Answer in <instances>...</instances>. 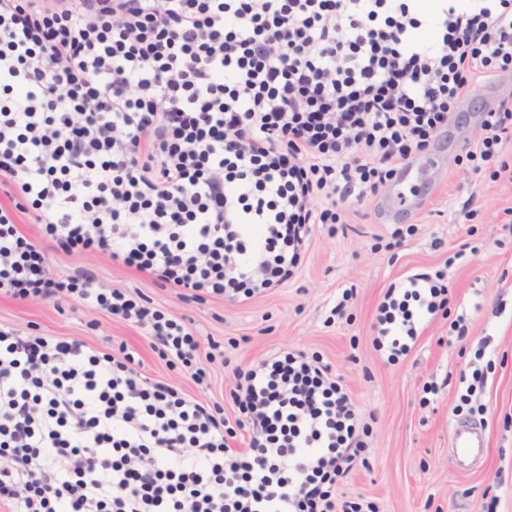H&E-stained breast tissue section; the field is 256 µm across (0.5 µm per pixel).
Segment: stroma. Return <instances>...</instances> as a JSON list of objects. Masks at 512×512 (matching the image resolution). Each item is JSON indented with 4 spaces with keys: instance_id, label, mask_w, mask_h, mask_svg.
<instances>
[{
    "instance_id": "1",
    "label": "stroma",
    "mask_w": 512,
    "mask_h": 512,
    "mask_svg": "<svg viewBox=\"0 0 512 512\" xmlns=\"http://www.w3.org/2000/svg\"><path fill=\"white\" fill-rule=\"evenodd\" d=\"M478 89L461 100L435 139L439 162L422 171L420 206L392 218L379 195L347 205L346 231L314 225L295 275L250 300L185 301L177 289L159 287L106 255L52 254L56 276L90 266L108 287L141 291L157 308L185 318L209 372L207 385L196 384L190 370L169 368L144 330L77 302L58 307L0 295V325L24 335L80 339L103 352L126 345L145 376L216 399L229 419L233 367L304 352L341 377L369 430L365 461L338 485L337 502L371 505L375 512H479L484 497L494 495L497 512H512V180L473 173L466 159L478 146L481 112L502 103L512 107V73ZM398 227L413 234L403 248H389ZM436 272L448 290L446 307L417 321L407 354L377 348L378 308L388 288ZM348 289L353 296L346 300ZM460 317L467 325L461 342L452 327ZM214 341L223 359L209 360ZM485 342L495 352L481 396L487 445L481 463L466 469L449 450V431L461 404L458 379L472 372L474 353ZM441 381L442 392L427 393L430 383Z\"/></svg>"
}]
</instances>
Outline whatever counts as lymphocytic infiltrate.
<instances>
[{
    "mask_svg": "<svg viewBox=\"0 0 512 512\" xmlns=\"http://www.w3.org/2000/svg\"><path fill=\"white\" fill-rule=\"evenodd\" d=\"M508 71L512 0H0V181L18 195L0 206V294L120 317L203 383L182 319L89 266L55 277L52 252L106 254L185 300L252 299L294 275L313 225L377 195L475 81ZM480 129L474 170L512 177V109ZM446 303L429 274L407 277L379 342L407 352L415 315ZM233 374L231 421L126 346L0 328V503L360 512L335 504L366 443L330 367L283 352Z\"/></svg>",
    "mask_w": 512,
    "mask_h": 512,
    "instance_id": "1",
    "label": "lymphocytic infiltrate"
}]
</instances>
